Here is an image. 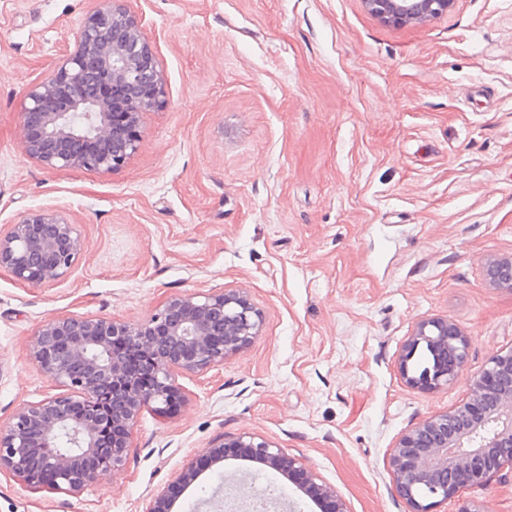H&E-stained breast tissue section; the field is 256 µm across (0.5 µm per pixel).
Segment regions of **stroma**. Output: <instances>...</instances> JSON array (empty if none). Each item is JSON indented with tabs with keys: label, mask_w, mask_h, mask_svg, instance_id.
I'll return each mask as SVG.
<instances>
[{
	"label": "stroma",
	"mask_w": 512,
	"mask_h": 512,
	"mask_svg": "<svg viewBox=\"0 0 512 512\" xmlns=\"http://www.w3.org/2000/svg\"><path fill=\"white\" fill-rule=\"evenodd\" d=\"M96 0H0V230L60 208L85 252L65 279L0 271V423L55 394L29 358L44 321H139L177 293L242 289L260 336L206 372L187 402L143 410L124 466L82 491L0 475V512H145L220 437H262L303 459L349 512H408L389 453L465 401L512 350V288L486 280L512 256V0H454L420 25L381 23L362 0H129L154 43L165 103L121 170H46L20 145L26 88L53 77ZM467 335L447 387L398 369L414 326ZM249 475L314 503L272 470L228 460L173 512ZM512 512V469L437 506Z\"/></svg>",
	"instance_id": "stroma-1"
}]
</instances>
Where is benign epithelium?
Listing matches in <instances>:
<instances>
[{
	"label": "benign epithelium",
	"instance_id": "1",
	"mask_svg": "<svg viewBox=\"0 0 512 512\" xmlns=\"http://www.w3.org/2000/svg\"><path fill=\"white\" fill-rule=\"evenodd\" d=\"M453 2L362 0L378 20L395 26L430 22L448 13ZM164 102L163 71L138 18L126 0H98L54 76L27 88L21 148L43 169L113 173L137 153L144 114ZM83 253L78 225L62 209L32 210L0 232V269L24 285L65 278ZM486 275L493 286L512 288V257L488 259ZM262 326L261 310L243 289L175 294L142 321L68 315L43 322L28 340V353L59 392L23 404L0 425V474L31 489L64 493L97 482L123 466L143 409L166 416L185 405L176 375L224 365L261 335ZM422 345L439 355L424 374L410 365ZM130 354L145 359L151 386H142L130 370ZM467 354V337L455 323L424 320L402 346L399 372L410 387L435 391L456 380ZM63 433L70 449L35 457L34 439L53 443ZM230 455L299 485L321 512H349L336 488L301 458L257 436L211 444L146 512H171L173 490L192 485L201 463L221 466ZM505 466L512 467V350L489 362L472 381L466 401L407 431L389 454L409 512H434L461 488L481 486ZM229 489L239 508L256 509L259 496L246 480Z\"/></svg>",
	"mask_w": 512,
	"mask_h": 512
}]
</instances>
